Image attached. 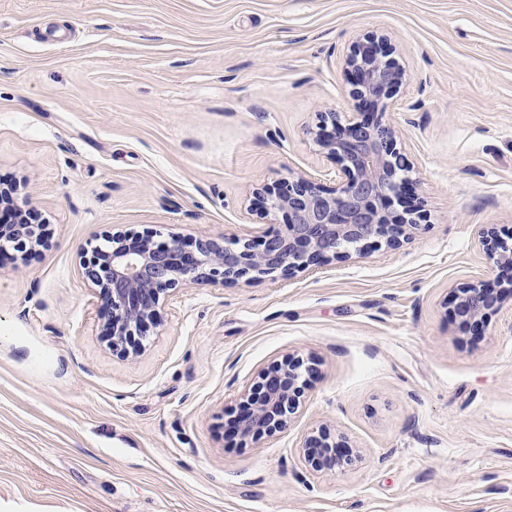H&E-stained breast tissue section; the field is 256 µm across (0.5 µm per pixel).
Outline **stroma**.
I'll return each instance as SVG.
<instances>
[{"label": "stroma", "instance_id": "35a3bbf8", "mask_svg": "<svg viewBox=\"0 0 512 512\" xmlns=\"http://www.w3.org/2000/svg\"><path fill=\"white\" fill-rule=\"evenodd\" d=\"M387 36V116L424 221L291 277L190 284L113 353L84 250L266 228L258 190L331 164L344 55ZM0 184L45 245L0 251V512H512V307L480 225L512 230V0H0ZM315 372L287 428L229 445L261 369ZM327 429L335 470L302 460ZM512 300L511 277L502 280L494 288L482 282H470L457 287L453 295V312L460 320L476 323L489 314L500 310Z\"/></svg>", "mask_w": 512, "mask_h": 512}]
</instances>
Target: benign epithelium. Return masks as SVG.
<instances>
[{
	"instance_id": "benign-epithelium-1",
	"label": "benign epithelium",
	"mask_w": 512,
	"mask_h": 512,
	"mask_svg": "<svg viewBox=\"0 0 512 512\" xmlns=\"http://www.w3.org/2000/svg\"><path fill=\"white\" fill-rule=\"evenodd\" d=\"M345 65L349 95L366 112L344 122L334 112L318 113L315 140L335 164L327 173L334 186L304 174L263 189L264 218L274 228L252 238L208 237L189 247L176 236L159 241L147 231L111 236L112 249L96 245L86 252L81 267L104 300L100 317L111 329L112 351L127 355L129 348L141 347L160 304L188 283L224 286L258 275L289 277L353 250L397 247L420 227L421 210L394 208L412 164L397 148L395 126L384 119L406 72L385 40L374 36L354 42ZM477 242L494 265L512 268V235L485 224ZM511 300V278L494 288L470 282L455 289L453 312L478 323ZM312 373V363L295 355L261 370L245 393L230 439L256 441L286 428ZM339 447L331 433L321 431L309 439L304 463L315 471L330 470Z\"/></svg>"
}]
</instances>
